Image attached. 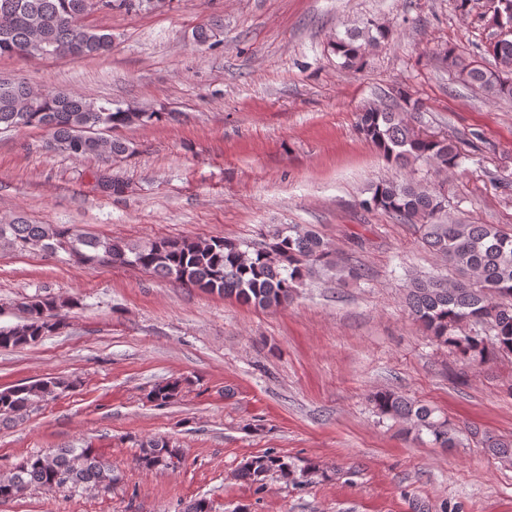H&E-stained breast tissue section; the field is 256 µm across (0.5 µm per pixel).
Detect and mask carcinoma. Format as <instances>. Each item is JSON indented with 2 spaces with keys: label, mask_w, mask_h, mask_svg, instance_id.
Wrapping results in <instances>:
<instances>
[{
  "label": "carcinoma",
  "mask_w": 512,
  "mask_h": 512,
  "mask_svg": "<svg viewBox=\"0 0 512 512\" xmlns=\"http://www.w3.org/2000/svg\"><path fill=\"white\" fill-rule=\"evenodd\" d=\"M171 0H101L100 10L150 13L163 10ZM85 0H0V56L95 57L112 50V34L85 26ZM223 24L218 20L195 27L191 34L197 45L221 43ZM386 37L379 25L355 27L336 38L333 50L343 66L353 67L368 46ZM488 54L497 62L490 69L476 60L448 53V66L462 80L492 98H512V32L490 43ZM419 103L405 100L400 112L377 106L363 109L358 129L387 159L406 166L425 160L438 169L459 165L457 146L452 141L416 132L404 113ZM166 117L162 110L97 103L68 91L39 92L24 82L0 80V130L38 127L50 133L48 147L73 158L118 157L130 152L129 144L104 137L120 127L142 125ZM95 127L96 132L88 129ZM367 208L381 209L396 219L419 225L428 250L448 263L458 277L414 279L406 293L410 315L436 342L455 350L471 363L490 354H512V230L498 224H459L440 217L441 196L410 180H382L362 201ZM0 244L25 251L41 247L47 253L63 250L87 262L106 261L114 266H136L159 277L233 298L244 305L269 309L288 304L296 288L322 270L341 272L331 247L313 230L292 226L273 228L260 243L243 245L224 238L204 241L157 239L129 243L79 233L66 224H36L18 217L0 224ZM66 302L36 297L21 303L24 320L0 328V347L29 345L48 336L61 325L59 311ZM69 387L63 379L39 380L0 390V419L20 416L38 399ZM175 379L151 390V401L166 405L181 392ZM371 401L381 416L409 424L407 432L418 439L432 436L441 448L456 445V429L435 410L415 403L390 390L372 394ZM488 453L512 461V441L484 440ZM182 450L163 438L140 442L138 463L146 470H166ZM278 472L299 483L294 467L273 453L247 459L237 477L260 490L266 478ZM119 476L91 448H60L48 455L30 457L0 479V498L13 497L31 487L53 485L71 490L109 489Z\"/></svg>",
  "instance_id": "cac0c4a2"
}]
</instances>
